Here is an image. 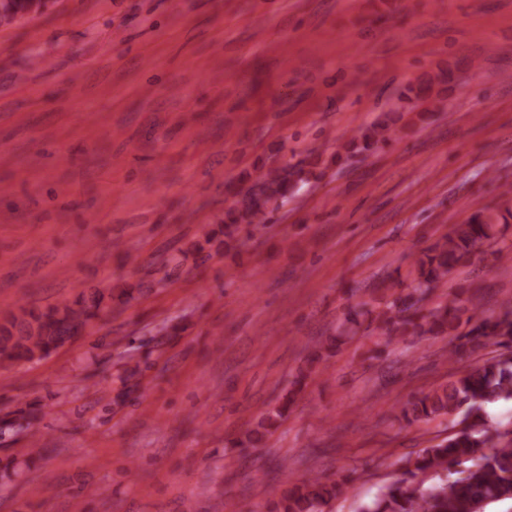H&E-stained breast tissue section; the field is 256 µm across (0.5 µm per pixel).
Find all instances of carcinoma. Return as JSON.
<instances>
[{
  "mask_svg": "<svg viewBox=\"0 0 512 512\" xmlns=\"http://www.w3.org/2000/svg\"><path fill=\"white\" fill-rule=\"evenodd\" d=\"M388 126L375 123L353 139L362 151L378 140H387ZM308 180V172L300 165H284L261 174L256 183L240 199H233L224 210V239L217 247L229 245L238 234L253 224L268 220L267 204L288 197V191ZM512 210L503 214L487 211L473 215L466 223L456 225L433 248L415 260L414 276L406 284L409 292L386 303L379 314L387 336L449 335L460 319V308L448 310L441 303L423 314L420 302L442 283L451 270L464 261L483 241L498 235V226L508 223ZM112 308V290L96 288L75 302L61 304L44 312L21 309L0 324V363L31 362L48 356L69 340L73 332L87 328L89 322L105 309ZM450 344L448 359L463 349H485L490 345L505 348L468 369L451 375L448 382L409 403L405 416L413 421L462 412L471 420L469 429L441 443L425 448L405 468L404 477L382 487L375 498L360 506L359 512H475L478 504H491L512 499V435L488 423L484 408L500 400H512V312L495 318L481 319ZM287 406L261 415L255 428L236 442L239 448H256L277 429ZM472 461L474 468L450 483L418 487L414 479L430 470L449 469L458 463ZM288 489L282 492L272 512H325V507L345 491L347 480L324 481L317 476L294 479L283 462Z\"/></svg>",
  "mask_w": 512,
  "mask_h": 512,
  "instance_id": "carcinoma-1",
  "label": "carcinoma"
}]
</instances>
